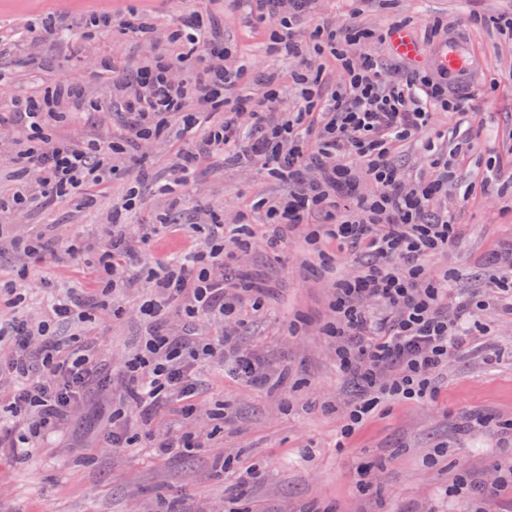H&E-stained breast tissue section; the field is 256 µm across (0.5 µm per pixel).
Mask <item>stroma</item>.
Returning <instances> with one entry per match:
<instances>
[{"label": "stroma", "mask_w": 512, "mask_h": 512, "mask_svg": "<svg viewBox=\"0 0 512 512\" xmlns=\"http://www.w3.org/2000/svg\"><path fill=\"white\" fill-rule=\"evenodd\" d=\"M132 9L162 30L183 13L214 21L224 30L225 66L247 58L255 70L283 73L280 109L295 106L288 62L269 51L270 28L247 0H0V73L18 89L41 93L114 59L133 69L165 53V45L128 41L88 24L93 16ZM310 12L340 27L353 20L368 31L363 51L387 80L410 66L390 48L393 23L413 35L420 65L436 79L443 76L440 53L449 38L466 41L468 70L446 75L448 94L463 109L435 110L429 135L459 181L481 182L491 167L512 174V37L496 24L512 15V0H312ZM54 13L67 17L70 38L13 49L17 31ZM82 95L85 119L60 127L62 136H106L127 123L108 81L87 80ZM125 190L112 183L90 211L63 202L49 211L0 213V279L28 268L33 286L23 308L29 327L44 318L46 289L90 292L96 277L65 256L27 266L15 250L17 239L45 230L97 249L94 229L111 223L112 200ZM257 192L277 199L288 186L256 168L204 165L193 190L200 204L178 220L247 223L252 246L225 260L224 274L241 269L262 286L265 313L208 329L236 333L239 347L262 359L275 381L244 385L220 365L202 368L191 412L173 400L151 416L155 436L192 438L191 447L167 458L145 447L113 450L99 442V414L122 405L125 395L117 382L90 390L72 406L66 430L44 438L29 456L0 447V512H472L470 495L458 487L461 477L494 481L492 459H512V318L495 305L497 291L489 286L497 257L512 250V192H479L464 202L451 189L439 198L438 208L454 216L461 233L431 270L454 271L455 289L481 295L488 305L467 345L449 356L432 400L388 401L346 439L340 432L356 387L337 367L339 341L325 335L323 325L334 279L358 275L364 262L346 260L324 271L300 233L281 255L265 251L266 226L246 209ZM149 294L121 289L114 297L121 315L107 311L94 323L59 325L57 333L92 343L112 370L124 369L140 349L139 306ZM220 403L225 419L219 423L212 412ZM478 414L490 416L495 429H469V418ZM363 464L369 471L362 490L356 470Z\"/></svg>", "instance_id": "stroma-1"}]
</instances>
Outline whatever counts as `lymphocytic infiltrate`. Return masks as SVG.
<instances>
[{
    "instance_id": "f902f5d3",
    "label": "lymphocytic infiltrate",
    "mask_w": 512,
    "mask_h": 512,
    "mask_svg": "<svg viewBox=\"0 0 512 512\" xmlns=\"http://www.w3.org/2000/svg\"><path fill=\"white\" fill-rule=\"evenodd\" d=\"M249 2L258 20L272 29V50L288 59L299 90L293 112L279 110V73L264 74L265 91L255 96L247 79L250 63L224 67V55L217 50L219 32L192 14L178 16L166 33L167 55L133 70L116 63L102 71L130 117L112 135L76 143L52 134L50 127L63 111L79 109L73 77L41 98L27 93L0 101L12 111L15 124L30 133L6 161L12 176L0 190L4 200L41 210L61 202L90 208L97 202L92 187L117 181L127 185L112 202L111 223L101 227L97 286L105 294L151 288L155 296L139 308L143 351L121 373L126 406L102 418L100 439L116 449L135 443L123 425L127 414L150 413L172 398L189 400L197 371L208 364L223 363L225 372L246 384L265 378L261 361L241 350L232 333L199 331L206 322L240 316L243 308H262L245 285L234 301L225 300L228 282L216 273L224 265L225 242L248 247L245 226L210 225L207 249L150 260L157 225H143L135 237L127 232L135 221L140 184L136 175L112 162L124 147H141L166 131L181 141L179 161L155 188L183 208L194 202L191 190L200 162L259 165L289 186L280 199L257 193L249 200L250 209L266 217L264 246L270 253H280L289 232L305 224L311 246L324 240L335 244L330 264L367 257L360 275L336 279V320L327 327L340 341V369L360 390L344 435H352L384 400L432 397L450 354L467 342L486 306L478 295L451 296L448 273L427 272L430 259L448 251L457 236L453 217L432 208L448 183L450 163L434 159L436 177L409 188L395 162L399 146L426 133L432 112L452 108V101L418 69L397 82H382L376 63L355 56L368 32L352 22L338 28L307 18L309 0ZM309 40L316 51L340 61L346 73L343 86L322 88L320 75L312 73L303 54ZM311 169L316 172L312 178L307 175ZM363 181L371 182L374 192L359 194ZM367 299L381 309V318L363 308ZM97 312L88 293L73 286L50 293L37 329L20 320L13 324L12 346L0 354V374L14 377L17 388L7 405L8 421L0 420L1 448L26 456L44 434L65 429L72 405L98 380L101 364L94 348L63 340L56 329L64 322L95 318ZM170 313L182 319L179 335L158 327ZM35 335L44 343L37 359L30 350ZM17 424L23 425L22 434H15Z\"/></svg>"
}]
</instances>
